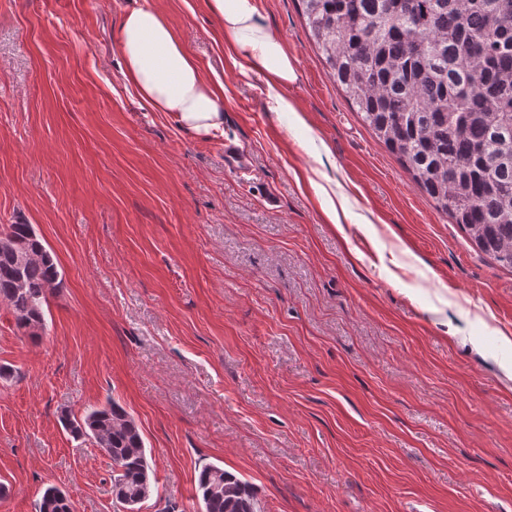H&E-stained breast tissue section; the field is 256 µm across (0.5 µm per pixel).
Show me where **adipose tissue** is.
Returning a JSON list of instances; mask_svg holds the SVG:
<instances>
[{
  "instance_id": "adipose-tissue-1",
  "label": "adipose tissue",
  "mask_w": 512,
  "mask_h": 512,
  "mask_svg": "<svg viewBox=\"0 0 512 512\" xmlns=\"http://www.w3.org/2000/svg\"><path fill=\"white\" fill-rule=\"evenodd\" d=\"M208 5L251 68L267 77L274 91V111H293L292 102L276 88L295 80L294 68L280 40L260 24L254 0H209ZM116 43L123 74L143 103L175 116L182 128L197 134L223 126V83L205 79L198 62L149 0L123 15Z\"/></svg>"
}]
</instances>
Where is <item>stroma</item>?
<instances>
[{"mask_svg":"<svg viewBox=\"0 0 512 512\" xmlns=\"http://www.w3.org/2000/svg\"><path fill=\"white\" fill-rule=\"evenodd\" d=\"M133 2L0 0V226L33 225L62 276L39 340L0 303V512L51 485L123 512L61 421L110 400L157 478L141 512H196L207 464L261 512H512V271L362 123L298 0H254L290 112L208 0H152L224 82L210 135L127 84Z\"/></svg>","mask_w":512,"mask_h":512,"instance_id":"35a3bbf8","label":"stroma"}]
</instances>
